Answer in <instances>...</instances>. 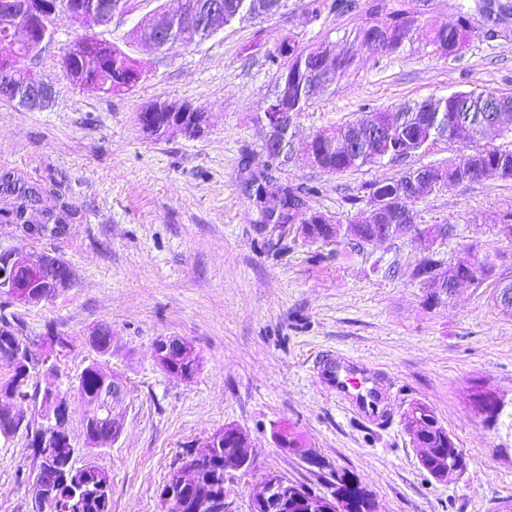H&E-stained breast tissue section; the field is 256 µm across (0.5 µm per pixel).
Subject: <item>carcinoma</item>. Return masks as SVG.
Wrapping results in <instances>:
<instances>
[{
  "instance_id": "obj_1",
  "label": "carcinoma",
  "mask_w": 512,
  "mask_h": 512,
  "mask_svg": "<svg viewBox=\"0 0 512 512\" xmlns=\"http://www.w3.org/2000/svg\"><path fill=\"white\" fill-rule=\"evenodd\" d=\"M287 0H224V23L229 24L245 16H274L284 9ZM374 12L381 15L383 26L380 28L362 25L356 31L355 38L366 43L375 37H381L388 45L380 47L384 53L398 52L409 38L407 17L401 7H387L384 0H379ZM10 14L0 11V58L7 54L13 58V64L18 71H23L21 63L32 52L30 47H12L5 42ZM418 26L428 29L429 44L436 51L445 56H457L465 47L471 37L472 25L465 16H460L459 23L453 27L437 26L428 22H418ZM210 36V32L194 25L183 22L179 17H172L170 34L164 50L188 47ZM74 67L65 72L71 84H78L79 77L86 75L97 79V90L105 95L121 94L131 91L138 83L141 75L135 61L124 51L112 43L94 35H85L74 41ZM285 58L296 67L305 62L312 67L326 65L344 75L353 63L350 56L333 57L324 60L320 47H302L290 37L282 38L274 49L272 59ZM273 97L282 101L285 106V126L293 123L294 116L304 111L312 101L308 92L302 90L300 85L288 83L277 85ZM486 93L467 92L464 101L448 97H430L413 104H403L395 112H377L375 116L390 123L391 131L383 143L376 146L367 135L366 125L353 121L339 126L336 130L324 135L332 141L355 138L360 141L361 152L348 155L341 150L327 151L316 166L320 169L339 173L350 169L373 163L378 157L390 158L394 161H403L433 144L444 136V129L435 123V117L448 121L452 115L462 114L468 119L469 132L473 136L486 134L481 124L480 116L483 112ZM470 166L473 170L462 172L456 168V162L448 163L446 167H419L409 169L391 181L378 183L370 189L367 203H372L376 197L388 193L390 189L400 185L406 179L423 174H436L441 182L435 187L439 191L463 182H471L482 178L511 179L512 180V152H502L495 148H485L471 154ZM1 173L12 176L20 184L17 192L4 196L0 195V223H8L13 219L21 218L26 211L36 213L42 224L50 221L54 223L73 224L82 219L81 211L61 192L56 182L42 183L30 181L12 169H3ZM246 185L249 199L258 211L261 222L269 224H300L303 235L312 240H332L344 237L354 247H363L383 240L380 225L394 224L396 231L392 237L412 233L417 230L414 223L407 224L396 218V212L388 210L383 213L375 224H351L342 228L339 224H332L322 214L313 213L308 208V198L314 189L303 184H293L281 181L272 172L265 171L247 177ZM280 200L282 207L288 215L284 218L270 220L266 203L269 197ZM496 260L491 259L481 251L469 253L468 259L460 261L453 266L443 268L431 256L424 258L414 270V276L421 279L428 286L440 276H448V282L459 278L477 287L486 283L495 275ZM16 278L25 285L31 286L37 280L23 271L16 274ZM39 284V283H37ZM66 282L58 280L45 281L34 289L38 295L51 299L56 296ZM24 335L23 324L16 316L0 314V367H6L11 372L5 383H0V394L8 393L15 399L29 402L33 408L39 410L45 405L38 385L34 382L36 367L30 365L28 370L21 372L19 366L12 362L14 355H25L20 350ZM90 345L100 355L112 350V331L107 326L99 327L89 339ZM198 359L186 360L184 358L170 357V363L162 364L163 370L171 376L186 372V378H192L199 371ZM106 391L105 375L99 367V361L89 363L75 378L69 380L67 393L85 407V433L90 445H104L112 443V425L106 416L108 411L104 399ZM404 426L413 444L418 448H431L433 455L420 458V464L428 473L442 464L438 453L452 447L454 440L448 430L442 425L435 412L425 403L416 402L409 406L404 414ZM232 447L227 443L214 449L211 457L196 461V468L201 478L207 481L213 504L222 505L224 498V448ZM69 471L74 480V486L61 490V496L49 502V512H71L73 505V492L75 488L85 486L84 500L80 512H111V486L98 489L94 485L95 473L98 468L94 465L86 467L77 466L73 461V450L68 447L56 448L49 455L48 474L55 478L64 471ZM178 500V512H215L208 508H200L196 493L186 489L172 486ZM332 493L342 500L344 512H371V500L365 496L363 488L351 477L344 476V481L334 485Z\"/></svg>"
}]
</instances>
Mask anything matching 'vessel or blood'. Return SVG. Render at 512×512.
Listing matches in <instances>:
<instances>
[{"label":"vessel or blood","mask_w":512,"mask_h":512,"mask_svg":"<svg viewBox=\"0 0 512 512\" xmlns=\"http://www.w3.org/2000/svg\"><path fill=\"white\" fill-rule=\"evenodd\" d=\"M318 386L359 418L376 425L390 420L394 395L386 372L346 353L321 356L313 365Z\"/></svg>","instance_id":"1"}]
</instances>
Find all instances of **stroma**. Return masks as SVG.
Returning a JSON list of instances; mask_svg holds the SVG:
<instances>
[{"label":"stroma","mask_w":512,"mask_h":512,"mask_svg":"<svg viewBox=\"0 0 512 512\" xmlns=\"http://www.w3.org/2000/svg\"><path fill=\"white\" fill-rule=\"evenodd\" d=\"M308 0H288L275 16L224 26L187 48L155 51L134 37L139 22L175 12L180 0H130L104 25L61 19L54 42L27 65L49 84L53 103L27 109L0 100V168L52 178L82 212L58 256L73 278L50 301L12 303L26 336H68L70 351L55 380L66 387L93 359L125 380L123 431L115 443L87 447L85 412L70 405L74 462H94L111 478L112 512H161L159 493L186 448H202L227 424L247 436L255 468L231 485L238 512H248L253 484L275 471L321 489L347 473L378 512H502L512 503V415L487 425L470 402L482 384L512 401V314L492 299V285L468 283L439 305L412 272L433 254L442 264L470 248L495 250L497 275L512 280V240L502 237L512 212V181L482 179L411 203L420 227L452 235L427 243L407 234L358 249L311 242L297 224L259 221L244 191L247 169L269 163L260 109L285 67L272 60L278 39L351 48L354 65L329 92L293 119L292 159L284 181L314 187L312 210L333 223H354L373 184L410 168L443 166L476 149L512 151V137L441 139L403 162L386 159L327 173L307 158L316 132L456 92L512 95V0H497L504 19L486 34L479 0H387L428 22L474 28L459 56L433 53L424 30L400 52L373 54L356 41L372 0H325L312 18ZM94 33L127 52L142 75L131 92L106 96L73 86L59 66L77 38ZM189 103L206 115L195 139L147 135L137 116L155 103ZM112 329V350L97 356L92 331ZM190 343L201 360L194 378L168 375L157 338ZM338 350L366 358L399 388L393 419L375 426L345 411L316 385L315 357ZM428 404L468 459L443 483L419 463L404 429L411 403ZM287 426L302 440L285 451L275 441ZM39 460L25 434L0 435V512H31L27 480Z\"/></svg>","instance_id":"35a3bbf8"}]
</instances>
